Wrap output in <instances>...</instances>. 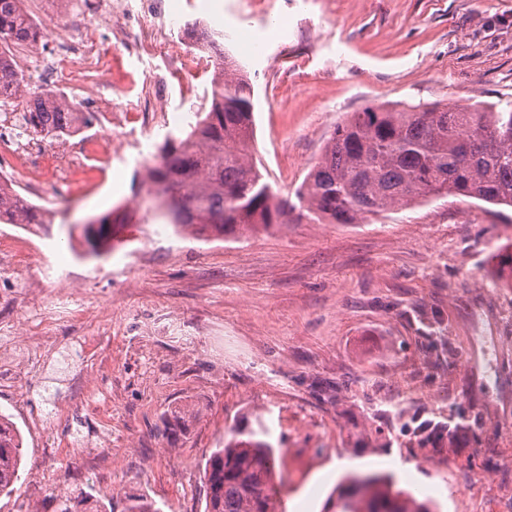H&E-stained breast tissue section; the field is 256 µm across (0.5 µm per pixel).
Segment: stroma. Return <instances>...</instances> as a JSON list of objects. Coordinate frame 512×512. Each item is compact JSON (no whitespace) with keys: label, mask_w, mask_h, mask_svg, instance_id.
Returning <instances> with one entry per match:
<instances>
[{"label":"stroma","mask_w":512,"mask_h":512,"mask_svg":"<svg viewBox=\"0 0 512 512\" xmlns=\"http://www.w3.org/2000/svg\"><path fill=\"white\" fill-rule=\"evenodd\" d=\"M236 61L254 93L251 153L290 197L337 124L371 103L512 104V0H163ZM76 73L112 155L75 183L43 175L28 199L53 223L0 224L30 256L0 277V350L49 347L0 391L23 437L0 512H55L94 482L122 512H205L204 467L233 426L262 418L282 454V512H335L353 471L391 474L441 512H512V209L465 197L398 206L361 224L198 240L153 221L144 154L210 107L213 68L155 45L158 17L119 0ZM128 213L86 258L69 230ZM50 412L45 428L31 427Z\"/></svg>","instance_id":"1"}]
</instances>
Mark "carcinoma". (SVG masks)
<instances>
[{
  "label": "carcinoma",
  "instance_id": "cac0c4a2",
  "mask_svg": "<svg viewBox=\"0 0 512 512\" xmlns=\"http://www.w3.org/2000/svg\"><path fill=\"white\" fill-rule=\"evenodd\" d=\"M37 28L21 0H0V101L18 97L23 78L6 48L31 43ZM211 84V105L182 138L167 140L146 183L164 199L161 216L175 231L229 239L243 228L268 231L298 212L315 222L358 224L430 195L477 199L512 208V106L458 109L448 104L367 106L336 126L319 161L295 191L279 196L248 159L255 134L251 83L227 75ZM91 116L51 92H37L20 116L21 134L64 136L88 126ZM41 208L0 182V224H42ZM86 253L98 256L112 242V214L83 225ZM258 429L235 426L205 465V512H277L275 448ZM22 462V437L0 414V492L13 491ZM57 512H108L93 488L59 497ZM124 512H159L131 496ZM336 512H439L397 487L389 474H351L336 490Z\"/></svg>",
  "mask_w": 512,
  "mask_h": 512
}]
</instances>
